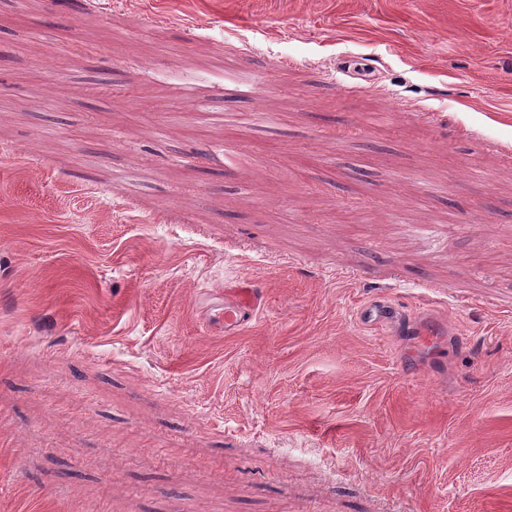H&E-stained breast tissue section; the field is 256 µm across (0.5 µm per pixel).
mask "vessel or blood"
Listing matches in <instances>:
<instances>
[{"mask_svg":"<svg viewBox=\"0 0 512 512\" xmlns=\"http://www.w3.org/2000/svg\"><path fill=\"white\" fill-rule=\"evenodd\" d=\"M259 301L257 289L246 283L225 290L224 293L214 294L209 299L212 323L228 333L240 332L256 311ZM356 322L370 330H380L390 324L397 325L402 334L411 336L415 351L433 362L440 359L444 348L443 327L412 320L386 298L377 297L361 305L356 311Z\"/></svg>","mask_w":512,"mask_h":512,"instance_id":"1","label":"vessel or blood"}]
</instances>
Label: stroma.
Instances as JSON below:
<instances>
[{"instance_id":"obj_1","label":"stroma","mask_w":512,"mask_h":512,"mask_svg":"<svg viewBox=\"0 0 512 512\" xmlns=\"http://www.w3.org/2000/svg\"><path fill=\"white\" fill-rule=\"evenodd\" d=\"M0 512H512V0H0ZM259 301L257 289L244 282L236 288L225 289L224 295L213 294L208 305L213 312L212 324L224 328V333H239L256 311ZM356 322L363 328L380 330L389 324L397 325L405 336H412L414 351L437 362L440 352L446 348L443 345L445 328L427 322H416L407 316L401 308L391 303L385 297H376L356 310Z\"/></svg>"}]
</instances>
